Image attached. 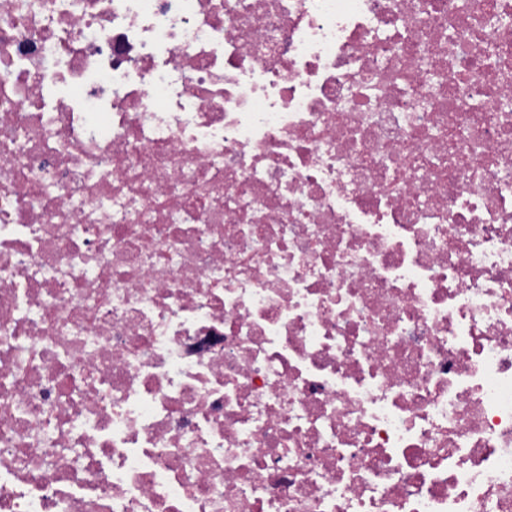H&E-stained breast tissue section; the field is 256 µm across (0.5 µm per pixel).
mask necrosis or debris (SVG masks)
I'll list each match as a JSON object with an SVG mask.
<instances>
[{
  "instance_id": "1",
  "label": "necrosis or debris",
  "mask_w": 512,
  "mask_h": 512,
  "mask_svg": "<svg viewBox=\"0 0 512 512\" xmlns=\"http://www.w3.org/2000/svg\"><path fill=\"white\" fill-rule=\"evenodd\" d=\"M512 0H0V512H512Z\"/></svg>"
}]
</instances>
